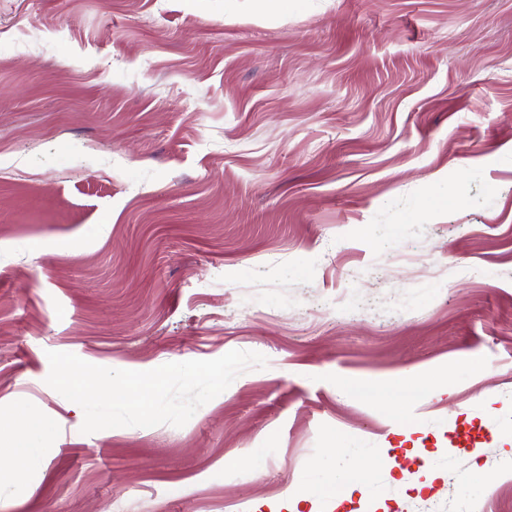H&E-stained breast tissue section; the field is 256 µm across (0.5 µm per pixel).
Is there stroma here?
Instances as JSON below:
<instances>
[{
  "instance_id": "1",
  "label": "stroma",
  "mask_w": 512,
  "mask_h": 512,
  "mask_svg": "<svg viewBox=\"0 0 512 512\" xmlns=\"http://www.w3.org/2000/svg\"><path fill=\"white\" fill-rule=\"evenodd\" d=\"M232 350L181 427L45 382ZM25 409L0 512H512V0H0V445ZM33 438L34 433L31 432L27 434L24 440L20 442H15L14 445L11 447V453L7 459L2 461V458L0 456V467L2 462H6L7 465L11 468H19V473H21L35 455V448H31ZM323 469L329 470L332 473V479L326 484L317 483L319 489H327L330 485L341 484L344 488L352 486L357 479L360 470L358 456L351 453L345 455L341 459H335L327 465L322 466Z\"/></svg>"
}]
</instances>
